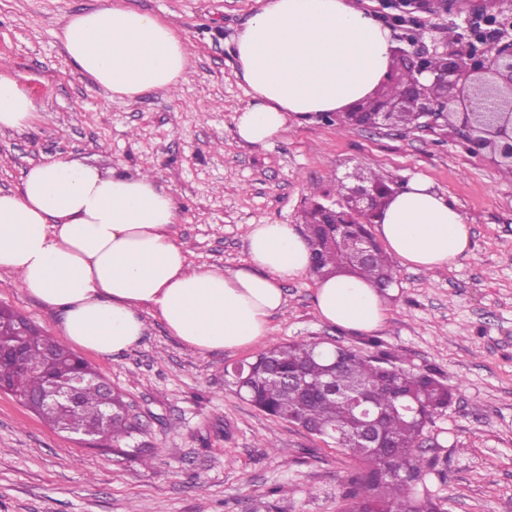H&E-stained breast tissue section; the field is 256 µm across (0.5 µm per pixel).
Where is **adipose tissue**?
I'll list each match as a JSON object with an SVG mask.
<instances>
[{"label":"adipose tissue","mask_w":512,"mask_h":512,"mask_svg":"<svg viewBox=\"0 0 512 512\" xmlns=\"http://www.w3.org/2000/svg\"><path fill=\"white\" fill-rule=\"evenodd\" d=\"M61 39L81 76L130 101L175 90L190 63L186 37L114 5L69 16ZM394 48L390 29L349 0H267L235 44L253 96L234 118L238 137L262 144L288 120L364 99L386 78ZM38 118L29 93L0 70V130H25ZM176 220L174 198L155 178L51 159L24 172L20 191H0V270L61 312L66 342L102 357L136 346L152 309L199 354L264 342L285 306L283 281L310 268L303 235L290 224H251L245 264L195 268L172 232ZM376 222L403 265L441 270L470 250V225L419 179ZM314 304L324 321L355 331L376 329L387 310L371 283L349 276L316 282Z\"/></svg>","instance_id":"ef3b65f1"}]
</instances>
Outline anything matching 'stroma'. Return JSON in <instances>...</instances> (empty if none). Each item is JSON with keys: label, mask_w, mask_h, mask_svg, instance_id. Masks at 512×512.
<instances>
[{"label": "stroma", "mask_w": 512, "mask_h": 512, "mask_svg": "<svg viewBox=\"0 0 512 512\" xmlns=\"http://www.w3.org/2000/svg\"><path fill=\"white\" fill-rule=\"evenodd\" d=\"M104 2L0 0V64L41 115L32 128L0 132V191H19L24 170L60 157L149 171L175 199L173 231L191 264L233 269L246 256V225L302 227L311 189L335 191L359 171L399 187L426 179L470 224L469 254L440 271L397 266L386 318L370 332L322 321L313 276L285 281L270 339L384 352L433 371L454 399L419 446L442 464L426 490L447 512H512V169L469 154L451 128L433 135L316 117L288 122L268 143L242 142L234 117L251 95L235 40L265 0H113L185 34L191 66L173 93L109 98L72 69L60 39L68 16ZM481 11L497 15L501 40H512V0H457L452 13L421 15V29L453 47L458 25ZM0 304L60 337V312L16 275L0 272ZM145 320L131 350L84 358L124 393L151 464L57 432L0 392V512H343L359 462L236 395L229 371L257 349L199 355L159 316Z\"/></svg>", "instance_id": "obj_1"}]
</instances>
